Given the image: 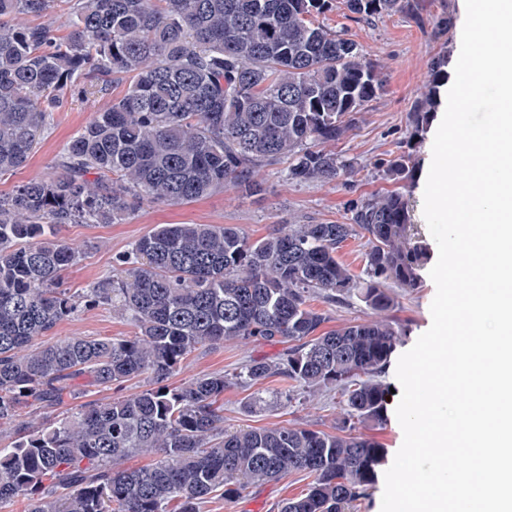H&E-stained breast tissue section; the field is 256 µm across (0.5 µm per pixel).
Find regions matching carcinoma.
I'll return each instance as SVG.
<instances>
[{"mask_svg": "<svg viewBox=\"0 0 512 512\" xmlns=\"http://www.w3.org/2000/svg\"><path fill=\"white\" fill-rule=\"evenodd\" d=\"M359 19L430 0H345ZM332 0H0V178L24 168L49 113L77 82L85 97L120 95L94 113L55 172L0 197V506L28 512H198L221 491L298 472L305 493L279 512H354L369 494L386 448L357 432L385 420L386 368L404 336L378 318L328 329L311 305L356 299L385 312L395 289L422 287L429 260L400 185L415 163L445 56L430 64L425 95L409 113L399 152L378 168L394 185L362 199L347 221L288 224L252 239L230 224H157L112 276L92 288L63 286L81 261L64 224H116L143 200L183 205L226 188L263 190V172L288 163L295 182L337 181L357 163L324 148L349 135L379 93L377 65L355 42L313 17ZM45 21L33 24L29 17ZM61 28L68 30L57 35ZM367 238L363 270L339 258ZM107 305L138 329L132 338L73 337L38 343L81 307ZM226 339L286 344L230 374L174 386L193 352ZM146 375L151 388L85 401L34 427L27 409H49ZM271 377L291 406L308 390L337 391L336 433L309 426L227 430L224 390ZM149 466L123 469L132 454Z\"/></svg>", "mask_w": 512, "mask_h": 512, "instance_id": "cac0c4a2", "label": "carcinoma"}]
</instances>
